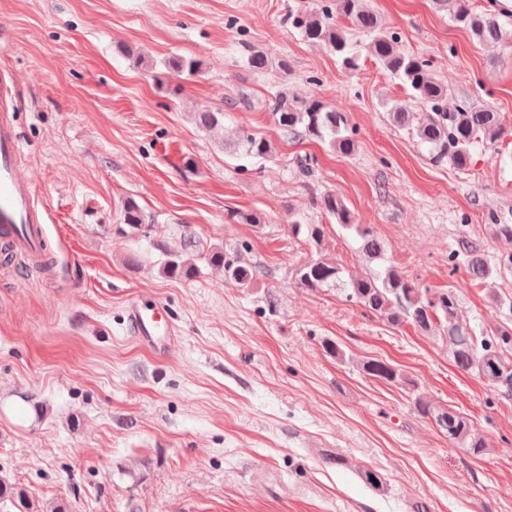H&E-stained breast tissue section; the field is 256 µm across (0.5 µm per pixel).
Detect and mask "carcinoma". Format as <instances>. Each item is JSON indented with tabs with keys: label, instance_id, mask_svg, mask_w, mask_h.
<instances>
[{
	"label": "carcinoma",
	"instance_id": "1",
	"mask_svg": "<svg viewBox=\"0 0 512 512\" xmlns=\"http://www.w3.org/2000/svg\"><path fill=\"white\" fill-rule=\"evenodd\" d=\"M432 3L435 8L447 12L457 27L469 31L477 41L512 43V29H507L497 14L476 11L471 0H432ZM336 16L362 33L368 42L361 45L352 41L348 30L333 22ZM288 21L308 42L328 48L346 70L359 68L362 52L370 53L384 70L402 82L414 100L428 107L429 112L419 118L417 113L396 104L387 109V118L398 127L415 126L416 135L428 148L433 162L446 161L459 170H466L476 150L492 147L506 135L500 114L490 107L478 108L463 101L454 110H448L447 89L432 73L430 60L419 54L398 51L397 36L381 24L369 0H332L318 14L291 10ZM274 65L288 71L286 61L275 63L266 51L254 46L246 49L245 66L250 71L262 73ZM164 66L170 74L194 75L200 71L202 61L175 54L164 61ZM268 109L274 124L295 140H317L344 156L357 150L348 115L336 111L318 97H299L284 88L272 95ZM195 121L207 132L221 131L224 129V110L203 108L195 113ZM232 148L242 157L256 162L268 160L273 153L270 140L247 127L239 128ZM313 204L334 218L341 228L356 232L361 240L359 250L364 256L386 261L382 240L371 229L354 222L352 211L341 197L326 192L313 197ZM146 226L152 227V217L135 199H127L121 210L119 231L137 243L147 237L144 233ZM292 229L295 235L304 233L317 245L324 239L321 224H294ZM197 247L195 230L184 225L181 250L159 248L161 273L175 280L193 281L200 274L197 264L200 258L211 268L224 272V278L245 287L251 285L256 276L255 266L238 255H228L222 248L199 253ZM461 262L467 267L469 280L475 284L512 272L511 253L500 259L498 266L492 267L481 250L468 240L461 241L458 249L448 254L451 268ZM339 283L344 285L346 301L394 325L406 324L422 332L440 335L448 344V352L459 372L474 374L501 392L512 394V356L504 353L505 348H512V327H497L489 339L476 335L468 323L458 319L456 287L450 286L432 294L430 289L421 287L392 263L363 276L347 277L341 266L321 258L311 259L295 270V284L299 288L319 291ZM360 369L365 375L385 383L407 382L396 366L384 360L370 358L362 362ZM413 406L419 416L432 421L448 434L449 442L467 453L482 455L488 450L485 435L463 415L422 396L415 398ZM0 501L17 502L24 512H39V507L26 499L23 489L6 481H0Z\"/></svg>",
	"mask_w": 512,
	"mask_h": 512
}]
</instances>
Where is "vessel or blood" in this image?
<instances>
[{"instance_id":"vessel-or-blood-1","label":"vessel or blood","mask_w":512,"mask_h":512,"mask_svg":"<svg viewBox=\"0 0 512 512\" xmlns=\"http://www.w3.org/2000/svg\"><path fill=\"white\" fill-rule=\"evenodd\" d=\"M21 148L13 124L0 117V230L8 232L18 250L30 256L42 252L40 226L46 207L36 195L32 184L20 173ZM128 324L132 336L154 346H161L170 335L160 303L132 301L128 306Z\"/></svg>"}]
</instances>
